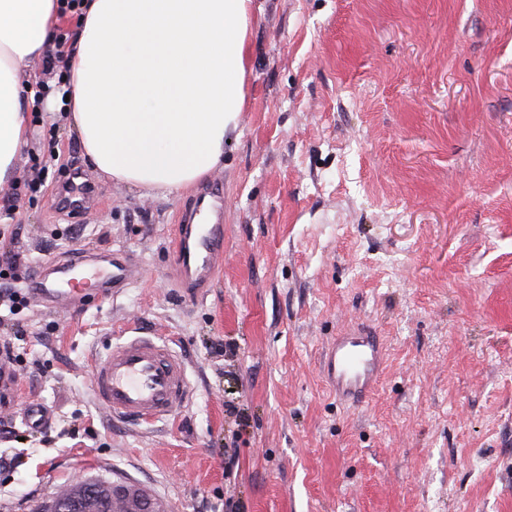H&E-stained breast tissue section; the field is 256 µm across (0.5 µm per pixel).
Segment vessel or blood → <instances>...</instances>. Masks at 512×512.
<instances>
[{
    "instance_id": "1",
    "label": "vessel or blood",
    "mask_w": 512,
    "mask_h": 512,
    "mask_svg": "<svg viewBox=\"0 0 512 512\" xmlns=\"http://www.w3.org/2000/svg\"><path fill=\"white\" fill-rule=\"evenodd\" d=\"M194 211L203 223L178 226L169 277L188 297L212 287L224 254V190L213 182L196 195ZM142 265L123 250L75 249L37 269L26 281L30 296L47 309L77 313L99 299L114 296L137 282ZM377 336L350 332L337 336L324 357V372L340 400L360 405L371 394L382 366ZM96 400L112 418L149 423L174 414L190 397L183 360L165 344L135 337L111 344L91 363ZM35 430L49 427L52 411L31 402L22 411Z\"/></svg>"
}]
</instances>
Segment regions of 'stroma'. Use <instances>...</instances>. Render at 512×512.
I'll return each mask as SVG.
<instances>
[{"label": "stroma", "mask_w": 512, "mask_h": 512, "mask_svg": "<svg viewBox=\"0 0 512 512\" xmlns=\"http://www.w3.org/2000/svg\"><path fill=\"white\" fill-rule=\"evenodd\" d=\"M246 96L224 163V262L197 300L167 285L193 189L147 195L87 163L64 113L32 129L0 197V253L28 269L122 248L142 280L79 313L0 307L18 387L0 408V512L91 475L168 512H512V0H252ZM58 154L43 186L30 155ZM104 202L59 212L70 169ZM358 327L384 358L337 399L324 352ZM152 336L193 398L115 420L87 360ZM55 411L45 432L20 412ZM238 462L226 472L228 455Z\"/></svg>", "instance_id": "obj_1"}]
</instances>
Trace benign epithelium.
I'll use <instances>...</instances> for the list:
<instances>
[{
  "instance_id": "obj_1",
  "label": "benign epithelium",
  "mask_w": 512,
  "mask_h": 512,
  "mask_svg": "<svg viewBox=\"0 0 512 512\" xmlns=\"http://www.w3.org/2000/svg\"><path fill=\"white\" fill-rule=\"evenodd\" d=\"M81 485L80 495L60 497L46 512H161L155 499L134 494L129 483L90 478Z\"/></svg>"
}]
</instances>
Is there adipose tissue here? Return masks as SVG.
Instances as JSON below:
<instances>
[{
  "label": "adipose tissue",
  "mask_w": 512,
  "mask_h": 512,
  "mask_svg": "<svg viewBox=\"0 0 512 512\" xmlns=\"http://www.w3.org/2000/svg\"><path fill=\"white\" fill-rule=\"evenodd\" d=\"M64 86L67 113L96 172L172 194L216 169L246 95L251 0H84ZM58 0H0V185L28 140L19 79L51 47Z\"/></svg>",
  "instance_id": "ef3b65f1"
}]
</instances>
